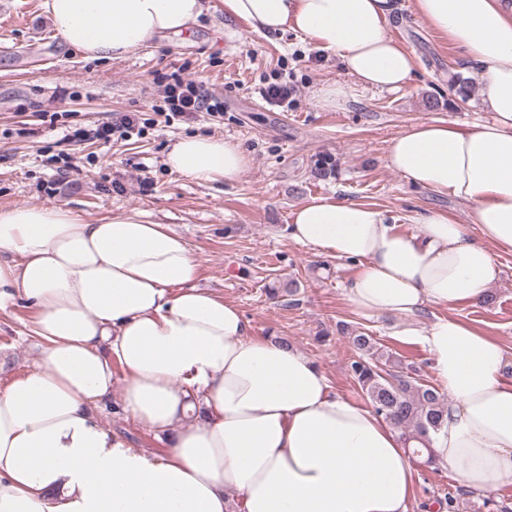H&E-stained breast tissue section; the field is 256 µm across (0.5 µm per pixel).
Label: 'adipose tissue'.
Returning <instances> with one entry per match:
<instances>
[{
    "mask_svg": "<svg viewBox=\"0 0 512 512\" xmlns=\"http://www.w3.org/2000/svg\"><path fill=\"white\" fill-rule=\"evenodd\" d=\"M62 41L91 59L133 54L179 34L204 0H45ZM418 15L478 65L489 119L420 122L393 137L388 167L471 207L461 223L416 214V235L378 208L317 196L291 240L357 264L354 309L393 315L395 336L421 344L448 394L434 454L466 487L512 478V377L502 347L455 317L415 325L429 306L481 301L512 253V0H414ZM401 0H224L252 30L300 32L338 56L354 82L312 95L338 109L357 89L396 91L410 60L389 35ZM251 162L232 138L176 141L169 168L235 184ZM198 266L169 225L140 213L86 223L63 205L0 209V309L36 310L37 368L0 392V512H407L413 470L394 428L333 394L299 349L256 338L240 310L198 288ZM125 371L120 405L167 436L152 459L93 414Z\"/></svg>",
    "mask_w": 512,
    "mask_h": 512,
    "instance_id": "1",
    "label": "adipose tissue"
}]
</instances>
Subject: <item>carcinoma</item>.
Returning a JSON list of instances; mask_svg holds the SVG:
<instances>
[{
  "label": "carcinoma",
  "mask_w": 512,
  "mask_h": 512,
  "mask_svg": "<svg viewBox=\"0 0 512 512\" xmlns=\"http://www.w3.org/2000/svg\"><path fill=\"white\" fill-rule=\"evenodd\" d=\"M334 173L332 159L318 156L314 177L326 180ZM349 341L356 354L350 363V373L367 396L373 412L400 431L404 442L423 444L412 449L413 454L425 453L428 460H433L430 433L437 432L443 422L445 396L403 366L399 357L381 349L375 336L358 331L349 336Z\"/></svg>",
  "instance_id": "1"
}]
</instances>
